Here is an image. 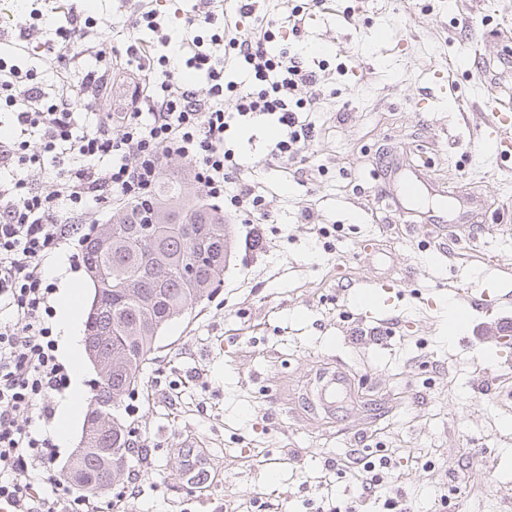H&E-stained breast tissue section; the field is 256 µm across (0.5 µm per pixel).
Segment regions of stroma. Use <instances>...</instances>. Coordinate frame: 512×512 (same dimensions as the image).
Masks as SVG:
<instances>
[{
	"mask_svg": "<svg viewBox=\"0 0 512 512\" xmlns=\"http://www.w3.org/2000/svg\"><path fill=\"white\" fill-rule=\"evenodd\" d=\"M32 4L0 0V39L52 95L59 73L80 80L89 58L50 52L45 34L20 21ZM48 5L75 12L86 46L114 56L142 12L158 10L178 40L191 8ZM276 42L319 77L309 161L299 171L267 161L278 130L264 118L226 134L244 182L264 190L265 217L251 225L223 204L236 244L224 280L167 327L129 401L125 419L153 463L135 512H317L358 489L353 474L327 472L326 458L368 448L392 458L387 492L413 512H434L454 474L465 492L453 512H512V348L477 335L512 318V167L477 154L484 108L471 93L479 63L512 46V0H325ZM438 69L454 93L441 94ZM388 148L405 169L420 167L428 187L397 224L384 221L397 187L377 177ZM465 188L478 202L470 235L414 234L457 208L452 192ZM480 287L499 305L471 308L449 329L459 293ZM330 356L352 369L360 398L337 403L326 422L296 416ZM191 434L220 473L204 502L183 474L180 443ZM466 448L480 464L469 465Z\"/></svg>",
	"mask_w": 512,
	"mask_h": 512,
	"instance_id": "1",
	"label": "stroma"
}]
</instances>
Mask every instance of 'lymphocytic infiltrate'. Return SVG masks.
Masks as SVG:
<instances>
[{
	"mask_svg": "<svg viewBox=\"0 0 512 512\" xmlns=\"http://www.w3.org/2000/svg\"><path fill=\"white\" fill-rule=\"evenodd\" d=\"M241 17L253 18L260 35L225 38V12L187 15L190 31L183 46L187 69L204 74L196 90L176 81L166 65L167 21L156 11L140 24L155 34L153 44H135L125 62L135 75L126 113H94L79 119L76 101L96 100L108 89L98 70L66 84L47 97L33 69L0 57V94L12 109L13 133L0 136V512H101L96 499L75 498L69 484L50 474L56 445L46 430L55 416L52 399L67 389L70 374L59 361L50 278L51 255L71 242L83 241L103 202L149 198L167 157L178 156L194 167L206 196L230 201L236 214L262 213L265 197L242 183L241 165L226 145L232 120L258 117L280 130L269 155L305 165L315 125L294 99L305 88L316 100L318 75L290 48L270 50L278 19L254 16L251 0H241ZM234 54L253 84L238 90L224 71ZM234 93V114L224 111L225 93ZM50 170V180L32 188V166ZM327 471L360 469L361 491L328 512H366L384 484L387 459L327 458Z\"/></svg>",
	"mask_w": 512,
	"mask_h": 512,
	"instance_id": "obj_1",
	"label": "lymphocytic infiltrate"
}]
</instances>
